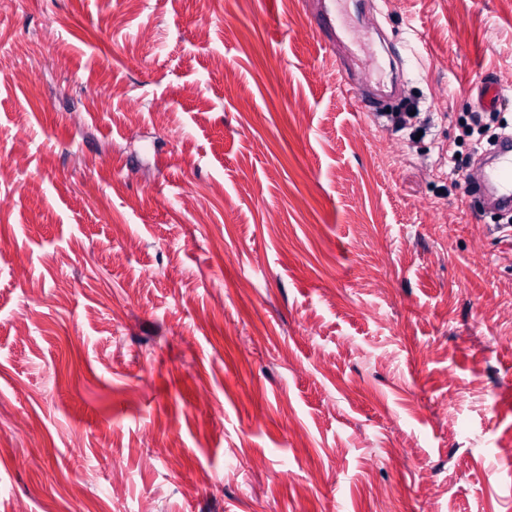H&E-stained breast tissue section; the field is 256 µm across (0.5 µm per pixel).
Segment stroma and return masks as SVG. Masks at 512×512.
I'll return each mask as SVG.
<instances>
[{
    "instance_id": "obj_1",
    "label": "stroma",
    "mask_w": 512,
    "mask_h": 512,
    "mask_svg": "<svg viewBox=\"0 0 512 512\" xmlns=\"http://www.w3.org/2000/svg\"><path fill=\"white\" fill-rule=\"evenodd\" d=\"M0 12V512H512V239L469 190L512 0ZM457 155L458 172L446 160ZM472 91H475L476 102L481 110L487 112L497 108L501 94L498 86L494 82L492 72H485L480 83L475 85Z\"/></svg>"
}]
</instances>
